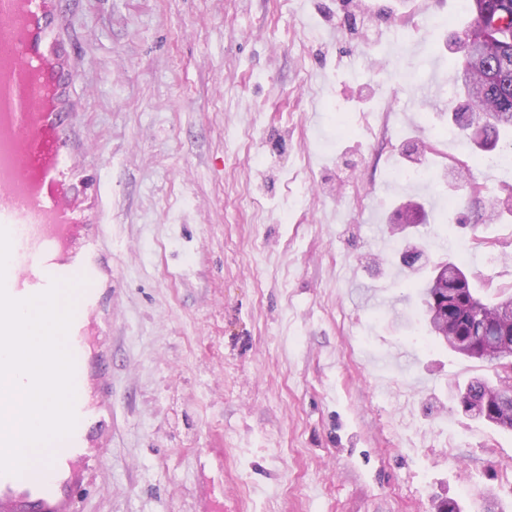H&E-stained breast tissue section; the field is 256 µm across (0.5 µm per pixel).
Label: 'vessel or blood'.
<instances>
[{
  "instance_id": "obj_1",
  "label": "vessel or blood",
  "mask_w": 512,
  "mask_h": 512,
  "mask_svg": "<svg viewBox=\"0 0 512 512\" xmlns=\"http://www.w3.org/2000/svg\"><path fill=\"white\" fill-rule=\"evenodd\" d=\"M53 0H0V226L12 239L6 274L8 293L23 299L48 288L52 279H99L104 264L99 233L74 198L75 187L100 198L99 177L78 175L61 121L65 77L54 48L60 41L51 21ZM97 292L80 298V314L69 330L70 350L84 349L92 331L86 312ZM78 422L65 447L79 454L84 431L100 408L77 390ZM0 484L44 502L48 488L24 476L0 474Z\"/></svg>"
}]
</instances>
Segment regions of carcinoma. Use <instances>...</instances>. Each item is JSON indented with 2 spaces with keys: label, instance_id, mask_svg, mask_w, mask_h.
<instances>
[{
  "label": "carcinoma",
  "instance_id": "carcinoma-1",
  "mask_svg": "<svg viewBox=\"0 0 512 512\" xmlns=\"http://www.w3.org/2000/svg\"><path fill=\"white\" fill-rule=\"evenodd\" d=\"M472 21L455 42L463 52L456 86L464 95L465 104L454 114L453 124L460 131L479 126L478 137L485 147L512 133V0H465ZM464 299L456 302L455 312L444 324L435 317H426V329L450 345L457 336L496 334L512 326L501 316L509 305L512 293H501L498 300L480 304L475 310L470 302L474 292L464 283ZM494 387L469 384L464 400L470 405L481 403L493 393ZM497 425L512 428V393L505 390L495 402Z\"/></svg>",
  "mask_w": 512,
  "mask_h": 512
}]
</instances>
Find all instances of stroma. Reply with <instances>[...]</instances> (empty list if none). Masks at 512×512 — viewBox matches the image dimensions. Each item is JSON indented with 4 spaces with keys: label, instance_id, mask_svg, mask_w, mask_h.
I'll return each instance as SVG.
<instances>
[{
    "label": "stroma",
    "instance_id": "obj_1",
    "mask_svg": "<svg viewBox=\"0 0 512 512\" xmlns=\"http://www.w3.org/2000/svg\"><path fill=\"white\" fill-rule=\"evenodd\" d=\"M447 17V29L428 25ZM74 160L104 183L81 459L58 512H512L490 377L416 325L424 261L512 287V177L449 132L459 0H57ZM432 150L411 154L413 142ZM432 171L408 182L415 163Z\"/></svg>",
    "mask_w": 512,
    "mask_h": 512
}]
</instances>
